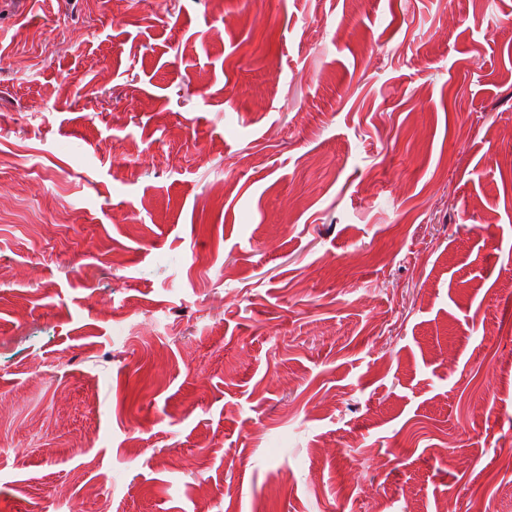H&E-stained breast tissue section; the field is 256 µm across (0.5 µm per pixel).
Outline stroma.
<instances>
[{
    "instance_id": "stroma-1",
    "label": "stroma",
    "mask_w": 512,
    "mask_h": 512,
    "mask_svg": "<svg viewBox=\"0 0 512 512\" xmlns=\"http://www.w3.org/2000/svg\"><path fill=\"white\" fill-rule=\"evenodd\" d=\"M512 0H0V512H512Z\"/></svg>"
}]
</instances>
